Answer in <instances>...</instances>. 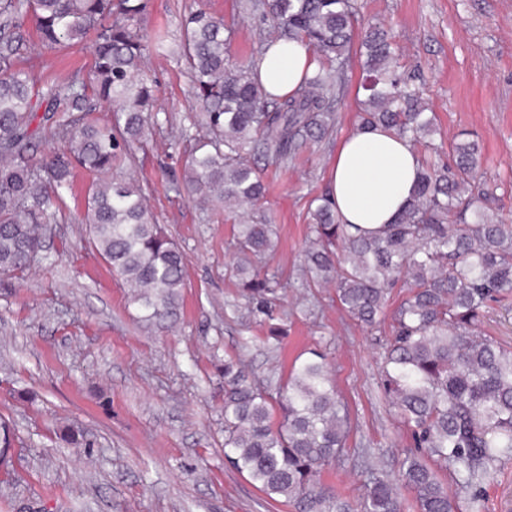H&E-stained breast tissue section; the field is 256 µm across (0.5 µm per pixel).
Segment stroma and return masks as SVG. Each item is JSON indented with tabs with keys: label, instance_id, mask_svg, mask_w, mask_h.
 <instances>
[{
	"label": "stroma",
	"instance_id": "1",
	"mask_svg": "<svg viewBox=\"0 0 512 512\" xmlns=\"http://www.w3.org/2000/svg\"><path fill=\"white\" fill-rule=\"evenodd\" d=\"M357 2L364 18L391 28L401 72L423 83L442 161L451 162L453 143L478 140L486 206L512 220V0ZM145 3L137 29L149 40L156 30L167 33L144 62L158 124L122 173L144 188L186 258L180 315L161 327L140 321L122 279L87 242L82 218L94 176L77 171L43 260L22 278L0 277V420L12 435L0 512H295L224 457V360L241 359L263 379L287 375L315 347L327 354L352 424L346 460L325 468L321 480L358 504L357 462L368 455L395 474L411 438L380 389L374 331L341 308L334 287L303 288L298 276L311 201L327 192L336 149L359 123L360 58H351L332 140L268 173L269 192L254 214L276 228L267 265L288 286L272 322L260 324L226 273L237 214L195 206L175 186L195 133L190 75L178 57L184 17L197 9L236 16L230 54L238 60L264 23L239 12L237 0ZM23 35L24 67L35 77H88L91 42L44 48L30 21ZM477 330L512 347V294L489 304ZM64 424L82 431L84 447L60 440Z\"/></svg>",
	"mask_w": 512,
	"mask_h": 512
}]
</instances>
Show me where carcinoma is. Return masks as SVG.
Returning a JSON list of instances; mask_svg holds the SVG:
<instances>
[{
	"instance_id": "1",
	"label": "carcinoma",
	"mask_w": 512,
	"mask_h": 512,
	"mask_svg": "<svg viewBox=\"0 0 512 512\" xmlns=\"http://www.w3.org/2000/svg\"><path fill=\"white\" fill-rule=\"evenodd\" d=\"M142 0H0V275L17 277L39 261L47 229L63 210L78 169L99 175L88 188L82 223L88 244L131 288L145 320L174 321L186 266L182 251L145 204L143 189L107 175L147 142L152 87L142 78L147 45L134 26ZM239 8L272 20L249 58L229 51L235 20L199 10L182 22V57L202 112V135L190 146L183 182L191 200L224 209L254 208L266 184L247 156L276 169L308 144L331 138L354 32L362 27L365 105L360 124L378 126L430 153L435 117L423 91L399 71L392 36L359 17L357 0H245ZM33 17L47 47L79 44L90 34L88 80L62 78L45 89L14 66ZM300 41L318 67L285 97L255 77L277 42ZM113 107L122 123L101 125L91 112ZM51 135L63 148L44 155ZM477 142L454 148L453 163L420 161L412 202L396 223L377 231L344 224L330 198L318 199L302 251V286L333 282L342 309L380 328L392 291L405 289L381 343V384L417 451L396 479L363 461L361 512H401L397 486L411 490L419 512H454L440 472L483 512V489L512 458V350L475 333L489 303L512 292V224L482 206L476 184ZM238 288L262 312L286 283L259 265L277 246L274 226L252 218L234 225ZM350 422L328 375L326 355L312 349L287 380L260 383L240 362L224 360V457L263 493L296 512H351L317 480L346 454Z\"/></svg>"
}]
</instances>
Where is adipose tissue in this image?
<instances>
[{
	"label": "adipose tissue",
	"mask_w": 512,
	"mask_h": 512,
	"mask_svg": "<svg viewBox=\"0 0 512 512\" xmlns=\"http://www.w3.org/2000/svg\"><path fill=\"white\" fill-rule=\"evenodd\" d=\"M316 62L301 42L273 46L258 78L274 96L292 93ZM418 162L410 143L380 129H355L339 144L331 165L329 196L346 224L376 230L394 223L412 200Z\"/></svg>",
	"instance_id": "ef3b65f1"
}]
</instances>
